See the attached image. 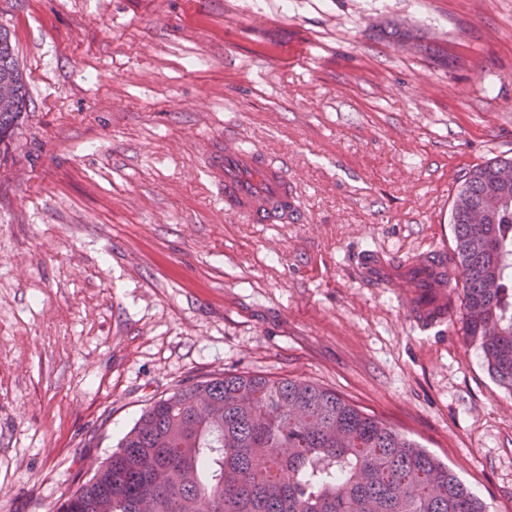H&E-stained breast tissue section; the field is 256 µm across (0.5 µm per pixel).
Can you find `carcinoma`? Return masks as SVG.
I'll return each mask as SVG.
<instances>
[{
  "label": "carcinoma",
  "mask_w": 512,
  "mask_h": 512,
  "mask_svg": "<svg viewBox=\"0 0 512 512\" xmlns=\"http://www.w3.org/2000/svg\"><path fill=\"white\" fill-rule=\"evenodd\" d=\"M29 99L0 27V143ZM512 159L470 171L451 205L464 336L512 392ZM56 512H485L423 446L336 391L213 374L153 401Z\"/></svg>",
  "instance_id": "obj_1"
}]
</instances>
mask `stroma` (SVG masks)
<instances>
[{
  "mask_svg": "<svg viewBox=\"0 0 512 512\" xmlns=\"http://www.w3.org/2000/svg\"><path fill=\"white\" fill-rule=\"evenodd\" d=\"M1 26L30 106L0 146V512H53L221 372L336 390L512 512V393L461 287L409 281L453 270V198L512 158V0H0ZM228 127L286 160L288 223L225 214Z\"/></svg>",
  "mask_w": 512,
  "mask_h": 512,
  "instance_id": "35a3bbf8",
  "label": "stroma"
}]
</instances>
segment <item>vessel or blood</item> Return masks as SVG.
I'll return each mask as SVG.
<instances>
[{
  "instance_id": "vessel-or-blood-1",
  "label": "vessel or blood",
  "mask_w": 512,
  "mask_h": 512,
  "mask_svg": "<svg viewBox=\"0 0 512 512\" xmlns=\"http://www.w3.org/2000/svg\"><path fill=\"white\" fill-rule=\"evenodd\" d=\"M209 168L225 212L245 223L284 224L299 208L284 161L267 158L238 132H225L224 145L212 152Z\"/></svg>"
}]
</instances>
